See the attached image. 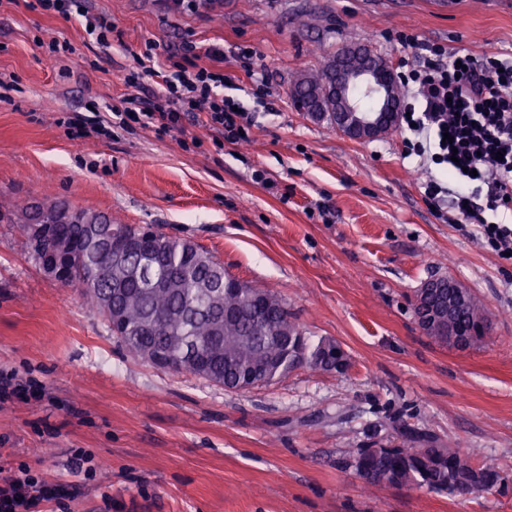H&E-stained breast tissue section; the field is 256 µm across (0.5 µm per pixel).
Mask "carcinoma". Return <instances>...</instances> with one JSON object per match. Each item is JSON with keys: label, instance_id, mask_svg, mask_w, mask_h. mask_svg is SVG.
<instances>
[{"label": "carcinoma", "instance_id": "obj_1", "mask_svg": "<svg viewBox=\"0 0 512 512\" xmlns=\"http://www.w3.org/2000/svg\"><path fill=\"white\" fill-rule=\"evenodd\" d=\"M335 81L330 62L293 82L298 109L308 112L318 93ZM22 234L40 261L67 246L65 287L81 289L103 316L109 331L137 358L156 352L165 369L188 372L216 384L241 371L262 368L269 384L300 366L342 372L348 356L332 340L309 342L274 292L234 280L224 265L193 243L149 228L119 224L108 215L46 198L25 207ZM234 280L232 288L227 281ZM455 314L456 330L484 341L487 311L467 290ZM427 432L404 429L393 446L359 449L353 466L369 486L425 487L446 491L457 481L456 465L470 458L455 448H432ZM485 483L458 485L455 494L499 492L502 477L489 464Z\"/></svg>", "mask_w": 512, "mask_h": 512}]
</instances>
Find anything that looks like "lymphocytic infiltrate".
<instances>
[{
	"instance_id": "f902f5d3",
	"label": "lymphocytic infiltrate",
	"mask_w": 512,
	"mask_h": 512,
	"mask_svg": "<svg viewBox=\"0 0 512 512\" xmlns=\"http://www.w3.org/2000/svg\"><path fill=\"white\" fill-rule=\"evenodd\" d=\"M28 6L77 19L98 44H108L112 35L111 19L90 8L88 0H29ZM403 42L415 50L414 64L399 75L400 82L415 86L401 118L416 138L409 149L447 165L458 179L454 223L476 225L483 243L505 258L512 253V225L487 221L475 210L474 200L482 195L488 210L512 211V62L478 60L412 36ZM205 55L204 65L192 56L174 64L172 72L162 74L157 90L145 98L135 92L128 95L113 108V116L122 125L134 120L170 132L183 130L185 120L200 112L217 139L246 141L249 119L222 92L228 81L222 68L224 50L214 47ZM428 139L435 148L431 154L424 146ZM63 496L61 486L21 463L0 481V512H36L42 503Z\"/></svg>"
}]
</instances>
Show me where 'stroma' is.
<instances>
[{
    "label": "stroma",
    "instance_id": "obj_1",
    "mask_svg": "<svg viewBox=\"0 0 512 512\" xmlns=\"http://www.w3.org/2000/svg\"><path fill=\"white\" fill-rule=\"evenodd\" d=\"M90 3L117 30L109 46L78 21L0 0V200L49 195L190 240L280 296L306 336L338 342L351 365L246 391L156 368L39 269L18 225L0 223V371L43 386L41 398L0 402V466L67 484L66 512H512V264L476 226L437 217L422 183L457 181L407 154L402 127L352 140L291 96L295 76L346 45L397 70L412 63L402 33L510 61L512 0ZM53 38L76 54L48 57L38 43ZM150 42L175 62L188 44L223 47L246 142L216 146L199 122L77 136L75 117L111 119ZM440 276L487 308L484 344L454 348L420 328L414 292ZM403 427L496 466L504 490L367 488L358 449L396 444ZM76 448L103 462L92 479Z\"/></svg>",
    "mask_w": 512,
    "mask_h": 512
}]
</instances>
